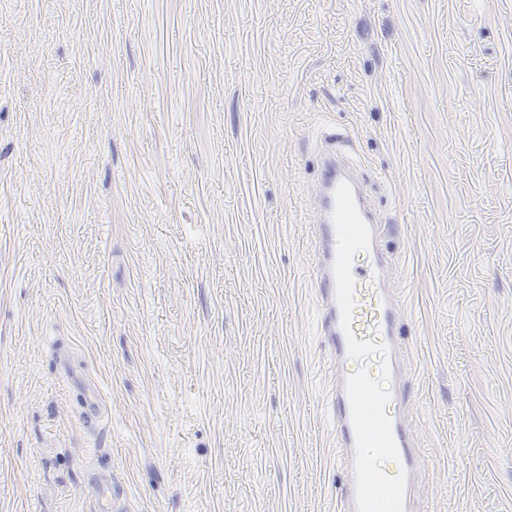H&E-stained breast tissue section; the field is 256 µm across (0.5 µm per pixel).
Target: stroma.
Returning <instances> with one entry per match:
<instances>
[{
  "label": "stroma",
  "mask_w": 512,
  "mask_h": 512,
  "mask_svg": "<svg viewBox=\"0 0 512 512\" xmlns=\"http://www.w3.org/2000/svg\"><path fill=\"white\" fill-rule=\"evenodd\" d=\"M335 133L394 257L414 512H512V0H0V512H96L95 472L123 512H340Z\"/></svg>",
  "instance_id": "obj_1"
}]
</instances>
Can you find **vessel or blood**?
<instances>
[{
    "label": "vessel or blood",
    "instance_id": "1",
    "mask_svg": "<svg viewBox=\"0 0 512 512\" xmlns=\"http://www.w3.org/2000/svg\"><path fill=\"white\" fill-rule=\"evenodd\" d=\"M313 211L319 242L314 284L339 366L329 399L350 474L344 512H412L424 457L401 413V306L389 286L380 226L358 182L330 150L322 156ZM369 357L376 360L374 371L346 367ZM91 487L98 512H119L111 483L95 474Z\"/></svg>",
    "mask_w": 512,
    "mask_h": 512
}]
</instances>
